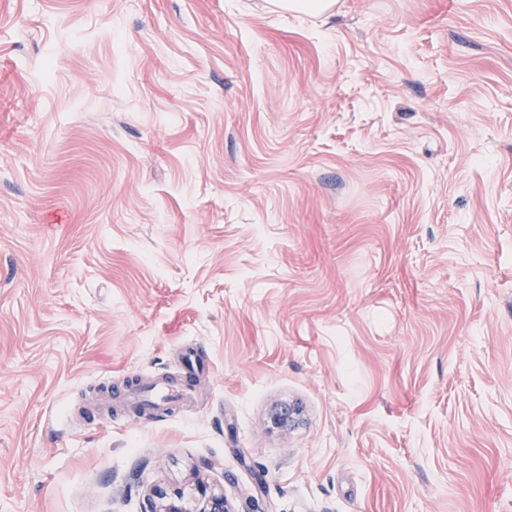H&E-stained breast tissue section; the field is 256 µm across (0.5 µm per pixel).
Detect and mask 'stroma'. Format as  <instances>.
I'll list each match as a JSON object with an SVG mask.
<instances>
[{"label": "stroma", "mask_w": 512, "mask_h": 512, "mask_svg": "<svg viewBox=\"0 0 512 512\" xmlns=\"http://www.w3.org/2000/svg\"><path fill=\"white\" fill-rule=\"evenodd\" d=\"M198 479L512 512V0H0V512ZM207 366L201 356L190 350L183 354L176 374L159 376L148 385L115 387L111 389L110 402L112 397L137 400L148 415L167 414L171 403L194 399L196 386Z\"/></svg>", "instance_id": "obj_1"}]
</instances>
